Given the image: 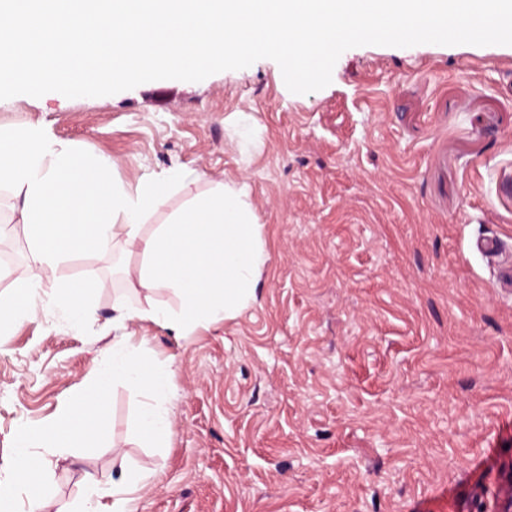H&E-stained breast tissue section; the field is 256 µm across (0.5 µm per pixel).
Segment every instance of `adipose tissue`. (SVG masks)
Listing matches in <instances>:
<instances>
[{
  "label": "adipose tissue",
  "mask_w": 512,
  "mask_h": 512,
  "mask_svg": "<svg viewBox=\"0 0 512 512\" xmlns=\"http://www.w3.org/2000/svg\"><path fill=\"white\" fill-rule=\"evenodd\" d=\"M109 169L107 159L90 161L58 148L38 129L0 131V187H8L20 202L30 246L26 270L17 282L28 302L0 298L1 336L9 334L12 324L37 317V299L46 288L53 290L59 313L80 326L92 304L75 305L56 272L74 252L117 244L136 249L142 258L136 287L149 293L169 290L178 304L121 306L116 323H163L185 332L231 317L254 298L266 253L246 188L219 184L211 196L191 203L147 237L142 233L146 211L164 204L168 188L183 180L184 171L146 177L132 195L110 180ZM147 479L124 464L113 483L87 477L80 512H106V497L112 500L107 512H137L136 494Z\"/></svg>",
  "instance_id": "obj_1"
}]
</instances>
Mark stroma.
Instances as JSON below:
<instances>
[{"label": "stroma", "mask_w": 512, "mask_h": 512, "mask_svg": "<svg viewBox=\"0 0 512 512\" xmlns=\"http://www.w3.org/2000/svg\"><path fill=\"white\" fill-rule=\"evenodd\" d=\"M36 126L129 191L187 178L144 234L216 182L247 185L267 261L253 300L183 336L112 324V303L176 305L131 290L122 247L59 270L85 299L72 328L41 296L37 319L0 341V480L21 425H42L96 377L113 336L172 363V435L149 448L136 402L111 394L97 450L41 449L59 503L114 456L155 472L139 512H499L512 469V46L344 51L332 82L291 93L256 61L200 82L158 80L104 97L0 100V128ZM497 242L480 251L479 242ZM29 255L0 191V294Z\"/></svg>", "instance_id": "obj_1"}]
</instances>
